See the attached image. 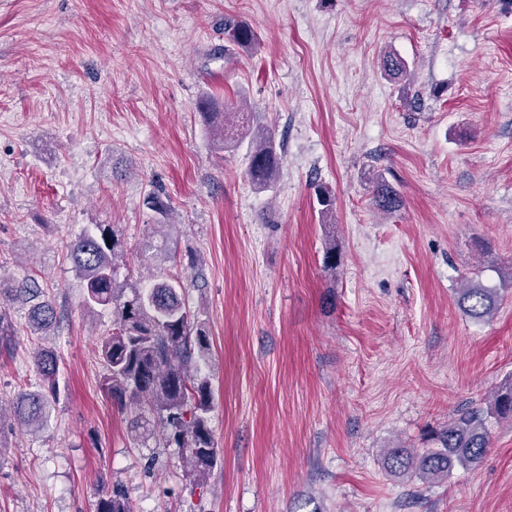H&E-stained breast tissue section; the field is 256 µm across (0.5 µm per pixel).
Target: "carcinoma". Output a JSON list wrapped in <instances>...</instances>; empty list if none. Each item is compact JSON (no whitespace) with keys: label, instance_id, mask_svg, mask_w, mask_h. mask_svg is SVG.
<instances>
[{"label":"carcinoma","instance_id":"cac0c4a2","mask_svg":"<svg viewBox=\"0 0 512 512\" xmlns=\"http://www.w3.org/2000/svg\"><path fill=\"white\" fill-rule=\"evenodd\" d=\"M226 40L247 47L254 33L246 24L224 19ZM384 75L400 80L407 76V62L394 52L381 59ZM198 108L207 120L217 146L227 148L243 135L253 134L254 150L247 175L258 190L271 189L283 164L275 146L272 128L252 130V112L247 104H226L211 93L199 99ZM321 217L330 222L335 202L322 187L316 191ZM149 209L157 214L156 225H170L169 199L160 193L149 195ZM372 205L384 212L400 210L404 201L392 185L380 177L372 191ZM76 271L85 283L81 306L89 314L112 312V332L99 340V358L105 368L102 388L112 405L129 413L128 428L136 437L147 440L155 426L162 429L163 445L180 449L193 483L203 488L207 476L223 462L210 427L213 389L201 362L210 351L204 322L191 310L186 287L171 275H160L148 285L118 279L125 248L113 224H95L68 245ZM27 306L28 324L36 334L50 331L57 323V309L37 279L14 288L0 279V297ZM500 293L480 282L469 280L457 289L456 302L471 319L483 321L498 309ZM39 389L21 394L14 403V416L24 426H43L51 405L59 401L60 357L51 349L33 353ZM493 413L512 422V388L500 391L493 399ZM437 447L410 451L393 449L386 461L389 472L413 473L421 479L438 481L448 477L457 465L477 463L490 445V432L478 408L458 411L448 425L434 432ZM96 512H134L127 493L116 487L101 496Z\"/></svg>","mask_w":512,"mask_h":512}]
</instances>
